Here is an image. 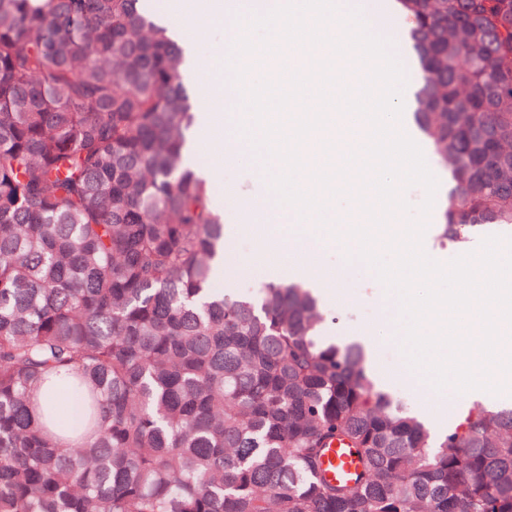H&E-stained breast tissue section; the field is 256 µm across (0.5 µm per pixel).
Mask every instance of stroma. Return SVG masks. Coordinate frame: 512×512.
I'll return each instance as SVG.
<instances>
[{"label": "stroma", "instance_id": "35a3bbf8", "mask_svg": "<svg viewBox=\"0 0 512 512\" xmlns=\"http://www.w3.org/2000/svg\"><path fill=\"white\" fill-rule=\"evenodd\" d=\"M156 13L167 16L178 26L188 28L203 58L193 80L194 86L214 89L224 82L211 58L213 29L222 26L225 44H232L240 28L232 19L217 20L203 17L200 0H152ZM195 137L200 149L194 158L195 168L219 167L221 173L212 180L215 205L224 214V265L215 272L214 286L236 295H256L260 287L282 281V273L272 271L273 258L263 249L267 229H276L285 240L303 237L305 227L287 223L279 206H268L258 212L244 181L246 159L224 155V129L209 130L197 127ZM323 251L330 270L325 274L328 294L322 303L334 313L322 327L321 338L326 342L347 345L358 338L374 341L370 355L376 375L383 387L406 408L420 409L433 419L448 422L449 408H466L469 394L447 387L435 389L426 379L417 378L406 360L402 346L403 325L398 318L397 300L378 281L371 269L357 260H348L350 243L327 237ZM348 263L350 272L337 278L332 270L336 263Z\"/></svg>", "mask_w": 512, "mask_h": 512}]
</instances>
